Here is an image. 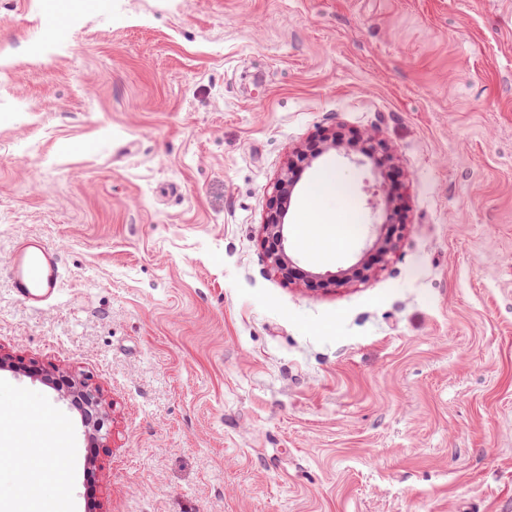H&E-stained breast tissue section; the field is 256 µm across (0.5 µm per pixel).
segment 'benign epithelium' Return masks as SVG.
<instances>
[{"mask_svg":"<svg viewBox=\"0 0 512 512\" xmlns=\"http://www.w3.org/2000/svg\"><path fill=\"white\" fill-rule=\"evenodd\" d=\"M337 147L335 134L322 133L319 135L318 143L313 145L310 150L309 156L311 159L316 160L323 153ZM393 160L394 155L392 151L383 148L369 156L366 160H355V163L359 166L369 164L374 173L381 174L385 171L386 166L393 163ZM293 189V181L285 175L274 184L273 194L269 197L268 211L262 225L261 241L272 270L286 281L300 277L320 288H335L347 284L354 279L366 277L368 264L363 260L348 269H340L334 273L308 272L296 266V263L287 252L286 243L288 242V237L285 227L286 203ZM394 216L395 210L382 209L380 220L383 221V224L379 225L381 233H379L378 238L374 242V246H381L383 242L388 240V235L396 233L399 225L392 223ZM5 369L21 371L31 379L39 380L52 386L61 392V396L71 398L72 402L80 410L84 425L87 428L90 444L87 457L88 464H94L97 449L107 447V439L110 435L108 429L109 413L103 404L100 390L90 386L74 374L56 369L51 371L36 362L24 363L10 354L0 352V370Z\"/></svg>","mask_w":512,"mask_h":512,"instance_id":"7a95c632","label":"benign epithelium"}]
</instances>
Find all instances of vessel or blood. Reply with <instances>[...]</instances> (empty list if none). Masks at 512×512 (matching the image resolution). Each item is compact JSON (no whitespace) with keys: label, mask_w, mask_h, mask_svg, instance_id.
Wrapping results in <instances>:
<instances>
[{"label":"vessel or blood","mask_w":512,"mask_h":512,"mask_svg":"<svg viewBox=\"0 0 512 512\" xmlns=\"http://www.w3.org/2000/svg\"><path fill=\"white\" fill-rule=\"evenodd\" d=\"M62 274L55 254L37 238L19 241L11 259L10 280L15 295L30 307L53 300Z\"/></svg>","instance_id":"1"}]
</instances>
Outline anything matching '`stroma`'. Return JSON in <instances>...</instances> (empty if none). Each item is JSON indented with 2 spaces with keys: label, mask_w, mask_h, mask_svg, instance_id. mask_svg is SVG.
<instances>
[{
  "label": "stroma",
  "mask_w": 512,
  "mask_h": 512,
  "mask_svg": "<svg viewBox=\"0 0 512 512\" xmlns=\"http://www.w3.org/2000/svg\"><path fill=\"white\" fill-rule=\"evenodd\" d=\"M285 222L273 183L323 131ZM372 130L403 226L376 238ZM330 169L359 231L317 263L298 222ZM41 237L59 295L13 293ZM0 349L102 391L81 415L0 370L14 452L0 512H29L44 443L67 512H512V0H0ZM288 165L289 163L287 172L274 184L273 194L269 197L268 211L262 225L261 241L272 270L283 280L291 281L300 277L307 282L314 283L319 288H335L354 279L366 277L368 264L363 260L348 269H341L334 273L308 272L296 266L286 248L288 242L285 227L286 203L294 189L293 181L288 179Z\"/></svg>",
  "instance_id": "obj_1"
}]
</instances>
